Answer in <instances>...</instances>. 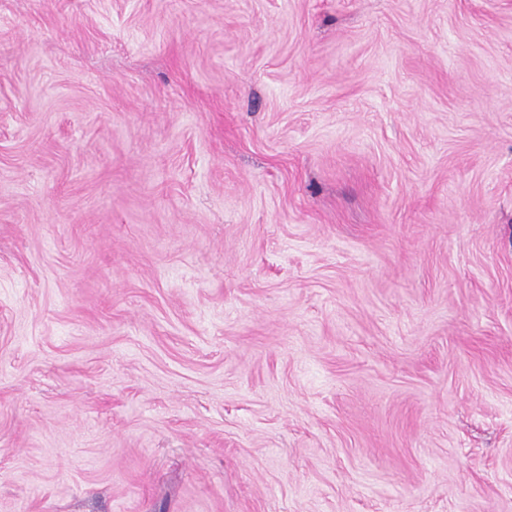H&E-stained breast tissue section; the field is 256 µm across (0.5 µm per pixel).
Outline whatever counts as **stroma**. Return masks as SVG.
Masks as SVG:
<instances>
[{"label":"stroma","instance_id":"1","mask_svg":"<svg viewBox=\"0 0 512 512\" xmlns=\"http://www.w3.org/2000/svg\"><path fill=\"white\" fill-rule=\"evenodd\" d=\"M0 512H512V0H0Z\"/></svg>","mask_w":512,"mask_h":512}]
</instances>
